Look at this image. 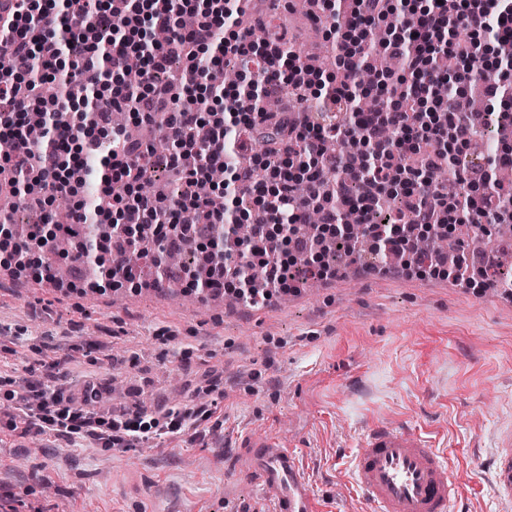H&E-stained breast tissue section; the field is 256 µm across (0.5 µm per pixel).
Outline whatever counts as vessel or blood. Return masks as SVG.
<instances>
[{
	"mask_svg": "<svg viewBox=\"0 0 512 512\" xmlns=\"http://www.w3.org/2000/svg\"><path fill=\"white\" fill-rule=\"evenodd\" d=\"M492 472L499 500L512 508V425L494 435ZM240 455L276 512H315L314 495L280 436L246 438ZM354 487L370 512H460L459 479L433 438L408 426H373L349 461Z\"/></svg>",
	"mask_w": 512,
	"mask_h": 512,
	"instance_id": "obj_1",
	"label": "vessel or blood"
}]
</instances>
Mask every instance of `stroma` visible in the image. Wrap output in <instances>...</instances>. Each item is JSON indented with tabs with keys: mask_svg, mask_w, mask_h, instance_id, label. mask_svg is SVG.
<instances>
[{
	"mask_svg": "<svg viewBox=\"0 0 512 512\" xmlns=\"http://www.w3.org/2000/svg\"><path fill=\"white\" fill-rule=\"evenodd\" d=\"M266 14L294 50L324 42L334 20ZM62 362L52 389L91 378L146 409L207 403L196 434L120 451L21 437L0 412V498L19 512H273L242 471L248 435L293 450L316 512H367L347 461L367 425L438 432L462 475L464 512H501L492 486L494 432L512 422V291L477 290L399 261L346 266L317 292L254 309L230 295L209 307L175 289L75 296L0 266V405L23 366Z\"/></svg>",
	"mask_w": 512,
	"mask_h": 512,
	"instance_id": "35a3bbf8",
	"label": "stroma"
}]
</instances>
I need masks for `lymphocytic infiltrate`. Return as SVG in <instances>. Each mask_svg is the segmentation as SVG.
<instances>
[{
	"label": "lymphocytic infiltrate",
	"mask_w": 512,
	"mask_h": 512,
	"mask_svg": "<svg viewBox=\"0 0 512 512\" xmlns=\"http://www.w3.org/2000/svg\"><path fill=\"white\" fill-rule=\"evenodd\" d=\"M244 2L19 0L15 14L0 22V135L34 141L37 148L0 158V195L40 212L42 221L19 232L10 216L0 217L7 267H29L37 250L42 256L37 280L56 281L53 249L69 242L102 259L113 285L136 290L143 286L141 273L128 256L139 236L148 235L168 249L192 243L198 266L212 272L211 291L246 296L262 306L289 291L290 264L304 265L315 280L337 274L313 251L321 232L312 230L307 237L298 232L309 211H318L342 237L346 230L338 225V209H355L379 253L406 264L418 258L419 226L477 224L491 215L512 219L511 210L500 208L512 188L497 186L491 170L478 177L455 171L453 195L438 178L449 148L472 143L473 125L454 112L455 97L478 84L487 102L499 103L501 114L512 113V94L505 92L512 83V0H353L337 24L334 69L316 70L308 79L299 56L287 50L285 36L256 42L237 28L235 17ZM378 26L387 29L383 52L402 58L406 73L381 78L376 88L381 106L373 117L353 112L343 125L329 128L305 111H266L244 93L230 94L211 81L226 60L253 59L259 66L242 69L244 83L287 85L300 102L347 101ZM159 28L169 33L160 47L151 39ZM75 45L81 53L70 69L65 58ZM479 52L490 58L489 70L477 71ZM176 58L184 62L181 73L163 81ZM132 69L140 71L141 82L130 88L125 76ZM49 77L65 79L67 90L43 97L38 88ZM116 107L141 123L163 116L162 131L173 146L164 165H157L149 146L125 139L113 127ZM33 111L42 116L37 131L28 123ZM234 133L248 146V166L230 164ZM332 138L339 149L329 160L324 144ZM187 155L203 157V166L185 168ZM214 165L230 166L226 193L237 200L238 212L255 220L234 261L261 263L262 284L229 272L231 260L223 249L210 246L218 227L237 221L236 214L210 207L215 187L207 169ZM158 166L178 178V200L141 191L144 174ZM329 171L337 175L331 196L321 189ZM90 179L98 182L96 200L73 209L71 223H55L56 198L70 197L74 182ZM302 179L309 186L304 199L296 194ZM355 182L366 187L362 198L344 193ZM389 199L403 200L416 223H374L373 215ZM92 224H114L118 231L99 241L88 234ZM27 373L17 396L19 411L7 422L12 431L52 433L89 448L120 450L196 429L210 414L203 404H160L149 411L135 402L105 416L96 410L104 393L99 381H87L72 396L45 387L35 368Z\"/></svg>",
	"instance_id": "f902f5d3"
}]
</instances>
